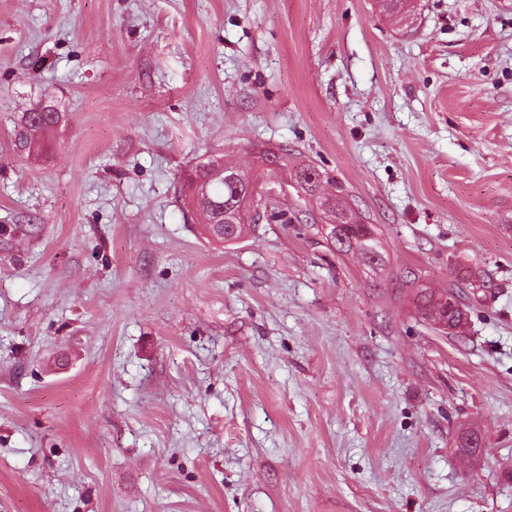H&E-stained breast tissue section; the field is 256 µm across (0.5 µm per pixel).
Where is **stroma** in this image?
<instances>
[{
	"label": "stroma",
	"mask_w": 512,
	"mask_h": 512,
	"mask_svg": "<svg viewBox=\"0 0 512 512\" xmlns=\"http://www.w3.org/2000/svg\"><path fill=\"white\" fill-rule=\"evenodd\" d=\"M220 156L384 266L293 188L205 240ZM0 512H512V0H0ZM49 112L44 113V116L41 117L39 122H34L30 118V113L27 118V129H25V135L22 137H25L26 142V148L29 150L33 145L37 144L39 145V141L44 135L53 127H55L60 119L61 114L60 112H53L52 110L48 109ZM59 113V115H58ZM370 225V224H369ZM330 230V241L333 247L336 249V252L339 254H358L361 256L367 263L376 265L380 264L383 261L384 264V255L380 248V241L376 237L374 228L370 225V229L372 230L371 234L366 237L356 238L354 240V246L350 243L346 244L345 247L343 243L335 238L334 232L335 228L333 225ZM418 304H417V308H418V312L419 314L421 315V317L425 320H428V321H431V320H435V315H441V312L440 310L438 309L437 306H431V308H428L427 306H421L419 304V302H423V303H431L432 302V299L435 297V296H438V297H443V296H447L448 298V307L449 308H452V309H460L462 311V317H463V308H462V305H461V302L459 300V298L457 296H451L448 297V290H444L443 293H435L434 290H432L431 288H421L418 290Z\"/></svg>",
	"instance_id": "obj_1"
}]
</instances>
